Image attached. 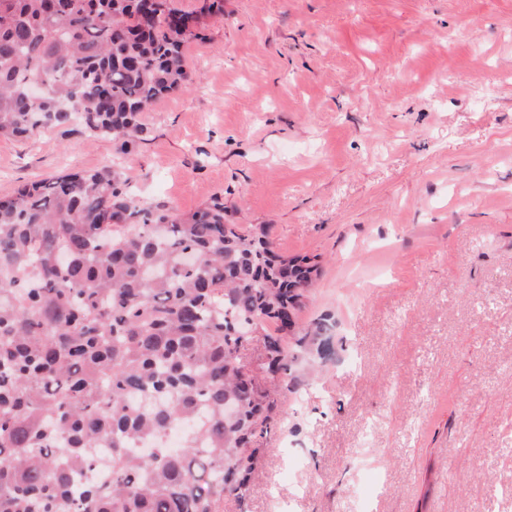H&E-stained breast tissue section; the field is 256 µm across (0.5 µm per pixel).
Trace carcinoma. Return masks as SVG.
<instances>
[{
    "instance_id": "cac0c4a2",
    "label": "carcinoma",
    "mask_w": 512,
    "mask_h": 512,
    "mask_svg": "<svg viewBox=\"0 0 512 512\" xmlns=\"http://www.w3.org/2000/svg\"><path fill=\"white\" fill-rule=\"evenodd\" d=\"M0 0V135L76 124L121 154L191 83L196 14L161 0ZM48 88L36 102L32 83ZM318 264L224 202L144 207L119 161L0 196V512H220L296 379L282 333ZM239 407L236 418L224 404ZM196 438L157 444L175 423ZM112 449L109 483L81 482Z\"/></svg>"
}]
</instances>
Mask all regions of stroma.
<instances>
[{
    "label": "stroma",
    "instance_id": "35a3bbf8",
    "mask_svg": "<svg viewBox=\"0 0 512 512\" xmlns=\"http://www.w3.org/2000/svg\"><path fill=\"white\" fill-rule=\"evenodd\" d=\"M127 159L319 271L244 497L223 512H490L512 487V0H224ZM0 136V196L115 158Z\"/></svg>",
    "mask_w": 512,
    "mask_h": 512
}]
</instances>
